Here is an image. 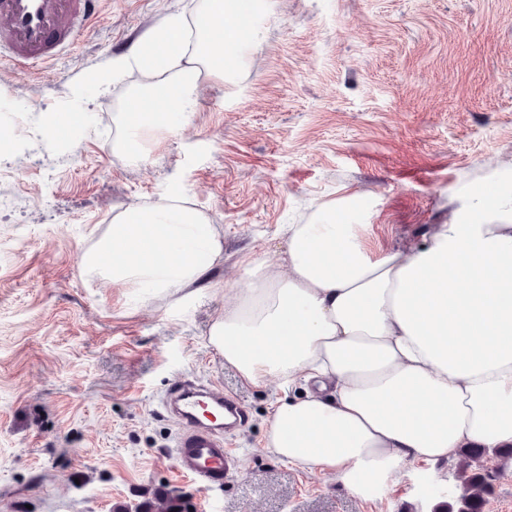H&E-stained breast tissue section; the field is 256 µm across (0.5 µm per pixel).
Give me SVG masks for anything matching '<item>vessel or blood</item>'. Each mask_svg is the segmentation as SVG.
Here are the masks:
<instances>
[{"mask_svg":"<svg viewBox=\"0 0 512 512\" xmlns=\"http://www.w3.org/2000/svg\"><path fill=\"white\" fill-rule=\"evenodd\" d=\"M99 14L100 0H0V64L45 63L72 46L75 33L91 27ZM163 406L181 426L174 445L177 473L204 488H222L239 465L224 435L246 425L241 402L216 384L177 383Z\"/></svg>","mask_w":512,"mask_h":512,"instance_id":"obj_1","label":"vessel or blood"}]
</instances>
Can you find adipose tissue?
<instances>
[{"label":"adipose tissue","mask_w":512,"mask_h":512,"mask_svg":"<svg viewBox=\"0 0 512 512\" xmlns=\"http://www.w3.org/2000/svg\"><path fill=\"white\" fill-rule=\"evenodd\" d=\"M266 0H202L144 33L108 69L144 80L115 113L112 148L133 165L195 112L204 78H232ZM412 250H370L363 227L320 206L282 228L278 258L243 256L208 342L242 381H304L273 403L264 449L370 499L412 463L512 446V190ZM224 261V237L185 196L124 207L82 257L115 285L172 295Z\"/></svg>","instance_id":"ef3b65f1"}]
</instances>
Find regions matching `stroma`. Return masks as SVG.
<instances>
[{
  "instance_id": "obj_1",
  "label": "stroma",
  "mask_w": 512,
  "mask_h": 512,
  "mask_svg": "<svg viewBox=\"0 0 512 512\" xmlns=\"http://www.w3.org/2000/svg\"><path fill=\"white\" fill-rule=\"evenodd\" d=\"M192 0H103L97 23L47 64L0 66V129L25 146L0 159V512H112L159 487L196 512H433L453 463L408 467L375 498L263 449L280 388L225 366L207 327L246 254L277 256L281 227L317 205L364 206L371 249L416 247L479 185L512 187V0H271L249 59L208 82L174 136L129 165L112 151L125 75L86 76ZM82 86L88 121L50 146L47 112ZM185 194L224 234V262L156 296L89 277L81 256L122 207ZM246 406L239 472L210 491L174 467L161 408L179 381Z\"/></svg>"
}]
</instances>
